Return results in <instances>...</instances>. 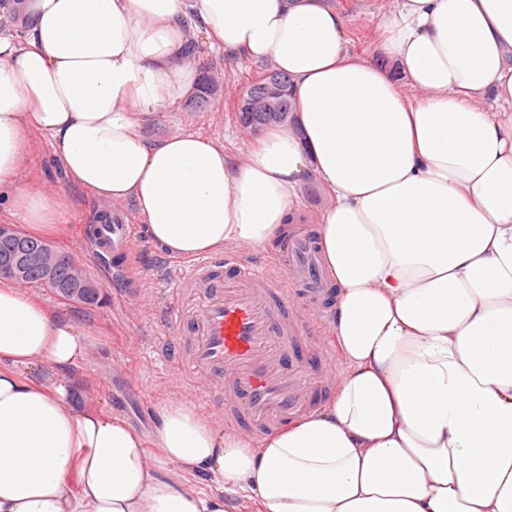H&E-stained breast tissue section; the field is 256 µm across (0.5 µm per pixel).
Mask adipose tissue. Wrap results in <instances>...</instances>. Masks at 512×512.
<instances>
[{
  "mask_svg": "<svg viewBox=\"0 0 512 512\" xmlns=\"http://www.w3.org/2000/svg\"><path fill=\"white\" fill-rule=\"evenodd\" d=\"M0 25V202L61 231L65 192L29 177L46 139L66 185L133 201L194 258L280 239L316 180L336 288L337 383L258 438L186 399L155 450L75 408L86 331L0 282V512H512V0H397L376 26L393 78L348 48L327 0H25ZM288 74L293 120L231 149L140 128L193 92V45Z\"/></svg>",
  "mask_w": 512,
  "mask_h": 512,
  "instance_id": "adipose-tissue-1",
  "label": "adipose tissue"
}]
</instances>
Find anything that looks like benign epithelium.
Wrapping results in <instances>:
<instances>
[{
    "label": "benign epithelium",
    "mask_w": 512,
    "mask_h": 512,
    "mask_svg": "<svg viewBox=\"0 0 512 512\" xmlns=\"http://www.w3.org/2000/svg\"><path fill=\"white\" fill-rule=\"evenodd\" d=\"M70 269L72 277L83 281L84 287L90 289L95 297H100L101 287L90 279L83 266L54 250L37 249L27 250L19 245L13 259L0 263V280L25 283L28 268L36 267L40 270L44 281L50 285L56 284L57 273L61 267Z\"/></svg>",
    "instance_id": "benign-epithelium-1"
}]
</instances>
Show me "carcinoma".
<instances>
[{
  "label": "carcinoma",
  "mask_w": 512,
  "mask_h": 512,
  "mask_svg": "<svg viewBox=\"0 0 512 512\" xmlns=\"http://www.w3.org/2000/svg\"><path fill=\"white\" fill-rule=\"evenodd\" d=\"M214 92L212 81L202 78L193 96L195 107L203 108ZM242 127L257 130L288 121L294 106L288 96V77L271 68L247 83L244 93L232 105Z\"/></svg>",
  "instance_id": "cac0c4a2"
}]
</instances>
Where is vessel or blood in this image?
Masks as SVG:
<instances>
[{"mask_svg":"<svg viewBox=\"0 0 512 512\" xmlns=\"http://www.w3.org/2000/svg\"><path fill=\"white\" fill-rule=\"evenodd\" d=\"M134 230L122 211L96 225L91 253L122 254ZM278 271L240 251L181 266L163 289L159 319L178 348L162 359L207 411L240 431L264 434L315 409L336 377L334 354L310 336L322 322V275L314 235L298 229Z\"/></svg>","mask_w":512,"mask_h":512,"instance_id":"vessel-or-blood-1","label":"vessel or blood"}]
</instances>
